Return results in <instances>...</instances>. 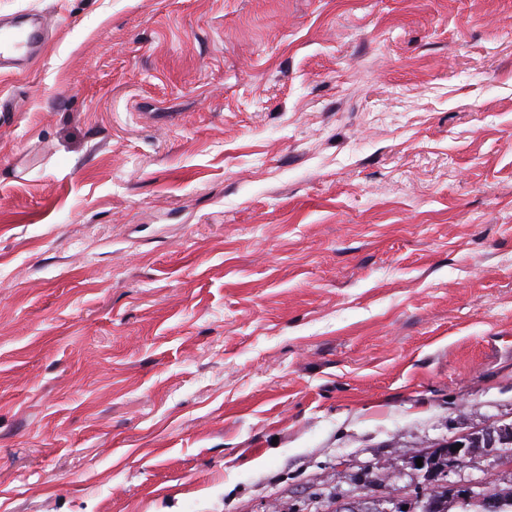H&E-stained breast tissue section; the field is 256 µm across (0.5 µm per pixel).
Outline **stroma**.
<instances>
[{
	"label": "stroma",
	"instance_id": "stroma-1",
	"mask_svg": "<svg viewBox=\"0 0 512 512\" xmlns=\"http://www.w3.org/2000/svg\"><path fill=\"white\" fill-rule=\"evenodd\" d=\"M22 13L0 512H392L413 454L512 427V0Z\"/></svg>",
	"mask_w": 512,
	"mask_h": 512
}]
</instances>
